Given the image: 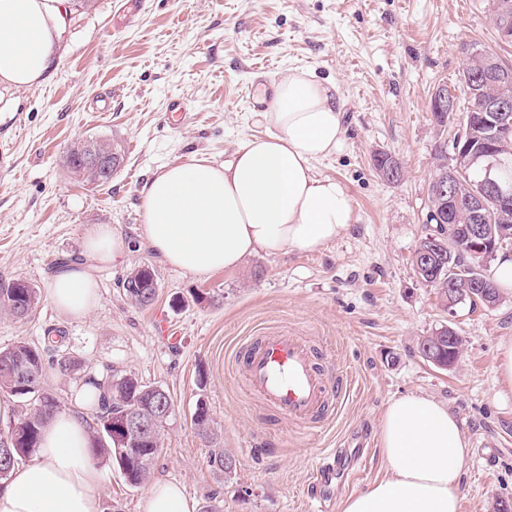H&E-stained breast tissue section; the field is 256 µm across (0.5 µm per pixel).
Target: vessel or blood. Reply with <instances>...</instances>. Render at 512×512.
I'll list each match as a JSON object with an SVG mask.
<instances>
[{
  "label": "vessel or blood",
  "mask_w": 512,
  "mask_h": 512,
  "mask_svg": "<svg viewBox=\"0 0 512 512\" xmlns=\"http://www.w3.org/2000/svg\"><path fill=\"white\" fill-rule=\"evenodd\" d=\"M236 359L249 392L302 428L323 418L347 392L342 379L325 376L310 346L285 331L239 347ZM345 463L340 453L320 458L315 463L316 481L336 476Z\"/></svg>",
  "instance_id": "vessel-or-blood-1"
}]
</instances>
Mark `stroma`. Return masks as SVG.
I'll return each instance as SVG.
<instances>
[{"label":"stroma","mask_w":512,"mask_h":512,"mask_svg":"<svg viewBox=\"0 0 512 512\" xmlns=\"http://www.w3.org/2000/svg\"><path fill=\"white\" fill-rule=\"evenodd\" d=\"M69 8L56 73L38 87L0 88V285L22 278L39 293L27 318L0 312V349L62 330L79 367L47 368L44 388L65 411L76 410V385L94 372L132 373L168 392L173 411L151 479L181 485L195 512H342L346 497L384 476L381 417L407 394L447 406L468 441L460 512H493L512 499V400L498 399L495 373L498 344L512 337V294L451 317L412 266L433 230L427 184L453 137L433 121L430 97L444 84L467 108L462 45H499L489 0H142L131 16L127 0ZM122 14L127 23L116 25ZM294 67L337 86L346 145L316 169L348 186L353 223L315 253H258L237 270L206 274L166 265L140 236L145 181L199 154L224 161L244 137L264 134L252 98L261 81ZM174 98L190 117L170 129L162 118ZM88 136L124 148L110 185L78 183L61 165L65 148ZM380 151L400 161V181L378 175ZM98 224L129 249L90 265L99 300L73 320L50 299L53 266L81 259ZM141 265L158 284L147 308L121 288ZM199 294L206 303H196ZM159 313L169 337L154 330ZM448 322L463 346L446 371L420 356L418 342ZM274 330L306 339L326 371L348 382L338 409L313 427L297 428L246 389L235 353ZM200 402L211 416L207 436L192 423ZM360 444L368 462L359 475L313 486L322 453L345 446L352 466ZM220 450L235 459L232 473L212 467ZM96 464L103 512H144L147 486L126 485L105 458Z\"/></svg>","instance_id":"1"}]
</instances>
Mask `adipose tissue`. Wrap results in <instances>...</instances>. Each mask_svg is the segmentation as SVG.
<instances>
[{"mask_svg":"<svg viewBox=\"0 0 512 512\" xmlns=\"http://www.w3.org/2000/svg\"><path fill=\"white\" fill-rule=\"evenodd\" d=\"M69 15L68 0H0V87L47 79L60 62ZM257 118L265 133L245 139L224 162L194 157L144 184L141 235L165 264L194 274L232 271L258 252L320 251L349 229L347 186L316 172L346 143L335 86L289 69ZM126 250L110 225L94 227L84 262L51 282L57 309L72 319L88 315L98 300L88 264L112 263ZM98 400L94 385L82 386L78 411L49 420L38 460L16 467L0 489V512H102L87 417ZM379 437L388 473L347 497L342 512H459L468 442L448 408L419 394L397 398L383 412Z\"/></svg>","mask_w":512,"mask_h":512,"instance_id":"1","label":"adipose tissue"}]
</instances>
